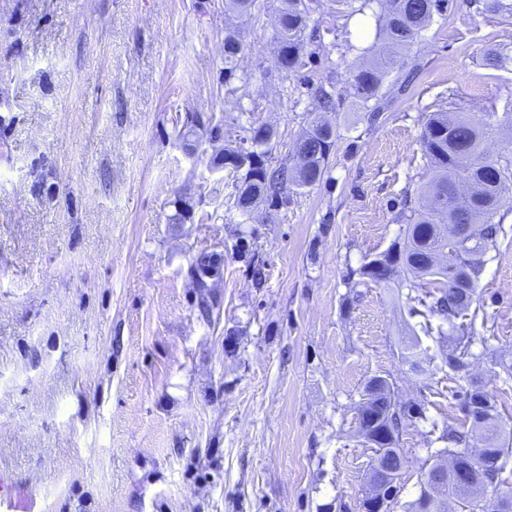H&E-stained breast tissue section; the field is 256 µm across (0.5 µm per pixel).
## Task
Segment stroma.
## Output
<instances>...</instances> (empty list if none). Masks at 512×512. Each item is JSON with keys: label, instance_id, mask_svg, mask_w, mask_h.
Returning <instances> with one entry per match:
<instances>
[{"label": "stroma", "instance_id": "1", "mask_svg": "<svg viewBox=\"0 0 512 512\" xmlns=\"http://www.w3.org/2000/svg\"><path fill=\"white\" fill-rule=\"evenodd\" d=\"M260 4L239 18L224 0H0V471L41 512H359L375 376L426 408L400 437L392 512L418 498L428 433L460 425L471 382L512 431V184L466 368L423 335L412 371L407 289L358 274L403 232L425 113H494L485 147L512 152V18L449 0L373 122L344 103L378 42L360 0H314L291 74L274 56L278 0ZM230 31L243 50L228 79ZM491 48L504 68H487ZM322 89L338 102L323 181L241 215L217 153L264 123L266 165L289 160ZM204 252L223 275L200 288Z\"/></svg>", "mask_w": 512, "mask_h": 512}]
</instances>
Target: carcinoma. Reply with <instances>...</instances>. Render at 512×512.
Wrapping results in <instances>:
<instances>
[{"instance_id": "obj_1", "label": "carcinoma", "mask_w": 512, "mask_h": 512, "mask_svg": "<svg viewBox=\"0 0 512 512\" xmlns=\"http://www.w3.org/2000/svg\"><path fill=\"white\" fill-rule=\"evenodd\" d=\"M444 0H362L360 11L370 10L377 18L379 49H370L369 62L353 71L349 82L354 103L377 117L385 110L387 101L381 93L385 79L400 62L403 52L413 44L419 34L429 26L433 15L443 12ZM479 9L504 18L512 17V0H478ZM276 17L281 27L276 30V50L281 67L288 73L296 72L303 65L308 44L307 35L310 8L305 0H281ZM242 41L236 35L224 39V72L231 75L239 68ZM484 125L462 113L431 112L423 119L422 144L429 179L420 186L426 198L421 207L405 201L399 220L405 224L403 237L395 240L384 252L363 263L359 275L375 283L396 282L408 289V295L418 307L412 312L423 318L419 323L426 336L444 335L442 326H433L431 318L456 327L455 320L472 312L477 317L481 306L476 301V285L483 272V255L496 242L501 231L500 213L502 193L512 182V156H496L495 166L475 167L484 158ZM334 146V128L331 122L320 117L308 126L299 137L295 152L307 158L304 165L286 162L275 169H268L264 162L257 164L238 160V149L226 148L221 159L232 163V172L239 175L236 184L235 207L244 215L265 202L284 201L287 189L302 188L319 183L326 173L329 157ZM467 177L476 185V191L464 208L433 206L448 191V184L459 177ZM459 224L478 225L477 240L473 245L474 256L463 273L460 288L448 287V273L434 264L432 253L455 247L453 235ZM222 274L221 266L204 254L193 268L197 287H206L203 281L205 269ZM471 341H456L448 348L444 364L452 369L466 366L472 357ZM372 405L383 413L378 426L400 435L404 427L415 419L424 420V405L418 406L416 416H411L399 405L395 395L380 393ZM499 412L482 422L466 418L459 427L445 426L438 439L448 442V447L434 452V457L451 456L471 448L478 438L490 442V453L501 458L512 453V440L500 437L496 425ZM439 495L450 502H458L460 512H496L483 505L482 499H459L453 484L439 490Z\"/></svg>"}]
</instances>
